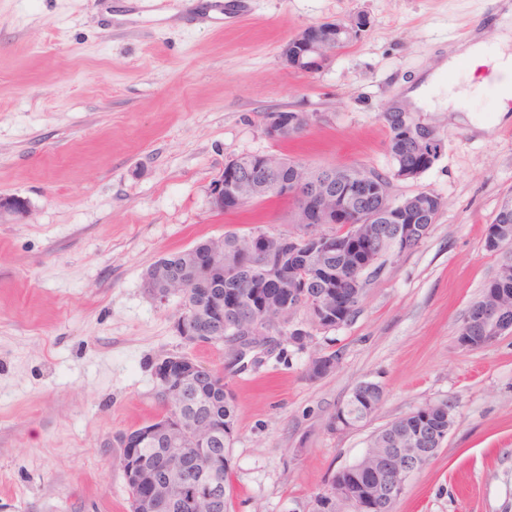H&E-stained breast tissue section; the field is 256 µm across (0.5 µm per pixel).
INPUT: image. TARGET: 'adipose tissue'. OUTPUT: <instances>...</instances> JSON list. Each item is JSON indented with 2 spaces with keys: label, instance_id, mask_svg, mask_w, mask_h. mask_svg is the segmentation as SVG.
<instances>
[{
  "label": "adipose tissue",
  "instance_id": "obj_1",
  "mask_svg": "<svg viewBox=\"0 0 512 512\" xmlns=\"http://www.w3.org/2000/svg\"><path fill=\"white\" fill-rule=\"evenodd\" d=\"M500 41L491 45L479 38H471L457 46L453 54L433 72L428 73L402 97L405 108L425 106L428 92L440 84L446 73L459 63H466L475 90L494 88L501 107L512 104V11L502 10L496 20Z\"/></svg>",
  "mask_w": 512,
  "mask_h": 512
}]
</instances>
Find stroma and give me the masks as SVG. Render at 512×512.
Here are the masks:
<instances>
[{"instance_id": "35a3bbf8", "label": "stroma", "mask_w": 512, "mask_h": 512, "mask_svg": "<svg viewBox=\"0 0 512 512\" xmlns=\"http://www.w3.org/2000/svg\"><path fill=\"white\" fill-rule=\"evenodd\" d=\"M0 0V512H129L119 436L161 416L152 375L184 354L223 373L236 405L229 512H312L373 434L428 401L453 403L436 457L394 512H512V333L461 346L459 329L498 254L485 235L512 197V112L494 94L464 112H423L442 149L411 179L387 150L404 85L455 46L495 42L492 0ZM357 14L361 39L323 69L294 71L281 51L308 25ZM309 114L274 141L265 113ZM269 154L312 168L391 176L394 200L429 192L442 206L418 247L393 256L338 328L306 308L269 349L227 365L222 344L176 333L179 297L144 286L159 259L224 232L298 234L288 205L221 215L208 204L228 160ZM338 353L311 380L317 356ZM361 381L384 397L357 428L330 418Z\"/></svg>"}]
</instances>
